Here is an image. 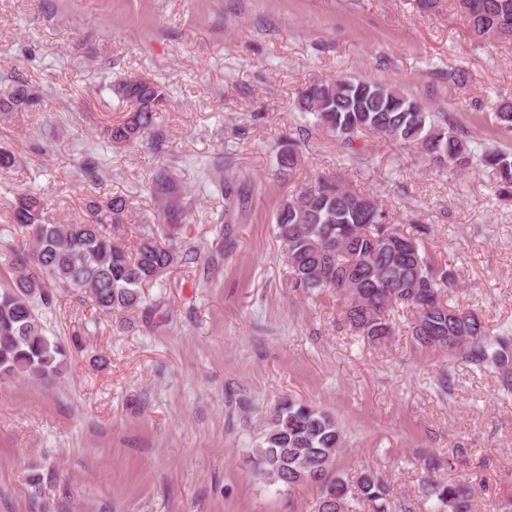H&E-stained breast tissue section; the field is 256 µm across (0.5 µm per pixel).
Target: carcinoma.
I'll use <instances>...</instances> for the list:
<instances>
[{"label":"carcinoma","mask_w":512,"mask_h":512,"mask_svg":"<svg viewBox=\"0 0 512 512\" xmlns=\"http://www.w3.org/2000/svg\"><path fill=\"white\" fill-rule=\"evenodd\" d=\"M452 2L475 38H512V28L504 27L512 18V0ZM110 90L130 109L125 120L103 128L109 143L121 146L145 136L161 145L156 111L165 98L161 86L132 76ZM40 103L39 90L18 77L0 98V111L21 112ZM295 108L348 144L357 133L370 130L418 150L440 168L462 172L472 165L468 141L393 86L365 78L314 81ZM482 160L503 183L512 184V153L488 147ZM298 161L294 144L280 146V174L297 168ZM221 192L228 240L248 189L242 180L230 178ZM88 208L86 220L53 224L38 193L15 196L11 211L21 239L0 246V379L48 382L63 372L68 351L47 335L45 325L46 313L61 294L79 292L95 309L97 326L136 310L156 317L160 301L147 302L144 289L169 269L203 260L175 227L143 224L134 245L120 242L114 230L129 209L122 196L91 200ZM273 220L291 287L305 295L336 292L351 330L373 341L384 340L393 333L392 311L404 305L412 309L411 336L418 345L453 351L463 362L493 373L503 389L512 391V331L491 327L449 303L445 289L454 273L427 250L429 227L416 224L405 232L375 196L324 177L284 197ZM342 443L343 431L335 419L288 398L274 409L251 462L268 484L289 489L319 484L318 512H352L357 504L368 512H390V488L378 474L365 470L352 483L330 473ZM440 467L432 459L420 476L419 493L434 501L432 512H473L475 483L441 478Z\"/></svg>","instance_id":"cac0c4a2"}]
</instances>
